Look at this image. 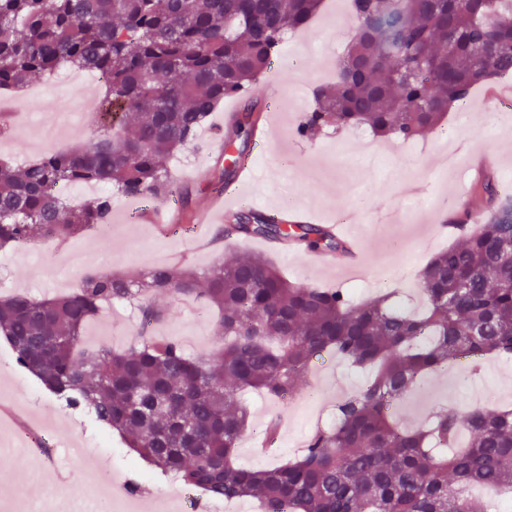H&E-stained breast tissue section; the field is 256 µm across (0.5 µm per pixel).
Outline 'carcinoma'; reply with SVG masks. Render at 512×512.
I'll return each mask as SVG.
<instances>
[{"instance_id": "carcinoma-1", "label": "carcinoma", "mask_w": 512, "mask_h": 512, "mask_svg": "<svg viewBox=\"0 0 512 512\" xmlns=\"http://www.w3.org/2000/svg\"><path fill=\"white\" fill-rule=\"evenodd\" d=\"M320 0H0V90L82 64L103 76L102 141L52 151L15 168L0 162V248L34 237L56 244L103 231L112 194L189 203L164 161L189 148L226 98H246L224 147L237 154L260 119L262 75L286 35L304 28ZM357 35L336 64V85L317 94L293 134L367 125L409 140L437 126L470 91L512 77V0H352ZM102 184L80 207L62 186ZM465 240L420 271L425 311L404 315L389 295L355 305L342 288L292 283L260 255L201 272L158 265L130 278L102 268L80 288L34 301L0 300V335L17 364L67 405L90 406L129 447L182 485L226 500L257 498L264 512H476L473 487L512 492V410L439 405L421 427L393 407L448 361L474 372L490 355L512 356V199H494ZM228 220L235 233L346 250L318 224L284 227L251 209ZM174 293L217 311L224 345L188 355L150 327L167 312L141 310L134 341L117 351L85 342L104 304ZM329 355L371 377L336 404L296 457L264 470L235 465L247 428L245 387L292 397L312 361Z\"/></svg>"}]
</instances>
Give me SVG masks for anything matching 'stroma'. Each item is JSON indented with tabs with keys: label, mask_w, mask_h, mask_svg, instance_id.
Wrapping results in <instances>:
<instances>
[{
	"label": "stroma",
	"mask_w": 512,
	"mask_h": 512,
	"mask_svg": "<svg viewBox=\"0 0 512 512\" xmlns=\"http://www.w3.org/2000/svg\"><path fill=\"white\" fill-rule=\"evenodd\" d=\"M356 30L349 0H324L295 42L273 58L261 82L266 102L277 106L269 139L263 143L248 140L244 150L251 167L248 181L225 184L224 195L238 209L252 207L277 217L298 208L320 224L353 225L367 257L362 266L349 271L320 269L305 254L272 249L263 239L232 238L219 246L198 248L169 225L139 219L133 213L135 200L123 197L112 200L111 238L81 237L76 246L91 255L107 254L116 274L141 272L171 257L205 268L250 253H266L293 281L346 289L358 304L387 291L394 309L404 313L422 310L415 275L431 256L454 242L453 237L440 235V224L464 218L460 211H439L436 201L471 191L486 175L497 187L512 184V122L485 108L490 89L481 87L471 94L474 108L467 117L450 111L439 126L407 141L378 137L364 127L322 131L310 141L297 139L293 130L301 113L313 106L316 89L334 79L336 60ZM300 43L310 45L311 51L306 63L295 67L287 55ZM70 95L87 100L88 105L69 130L55 137L49 129L17 124L0 138V159L22 165L49 151L96 142L99 90L76 88ZM224 113V107L215 109L208 129L200 134L199 149L167 162L172 176L189 186L194 211L213 193L210 182L220 150L211 142L210 131L224 127ZM385 201L394 207L391 222L373 223V210ZM82 274V269L69 266L65 248L37 239L0 250V297L20 292L35 300L51 298L76 288ZM143 301L173 312L172 318L156 326V334L176 338L196 357L212 354L215 339L201 306L184 305L171 294H151ZM139 318L134 306L105 309L87 325L86 342L94 345L105 340L113 349H125L133 341L132 328ZM366 380L365 371L329 358L316 364L305 384L287 401L278 402L251 389L242 391L250 429L263 428L273 417L279 418L280 428L275 444L263 451L241 444L238 464L260 470L294 457L319 424L320 407L332 406ZM425 383L424 393L413 395L397 411L406 424L422 421L431 403L467 407L481 394L489 395L493 405L512 408V358L483 362L478 374L466 379L452 364L430 374ZM312 394L319 400L314 408L307 405ZM1 402L30 416L37 429L28 439L11 422L0 421V483L6 488L7 500L26 497L37 488L53 512L62 507L90 512L92 501L83 476L101 468L111 480L138 481L144 503L159 490L175 492L169 477L139 458L90 410L67 406L21 369L2 339Z\"/></svg>",
	"instance_id": "obj_1"
}]
</instances>
